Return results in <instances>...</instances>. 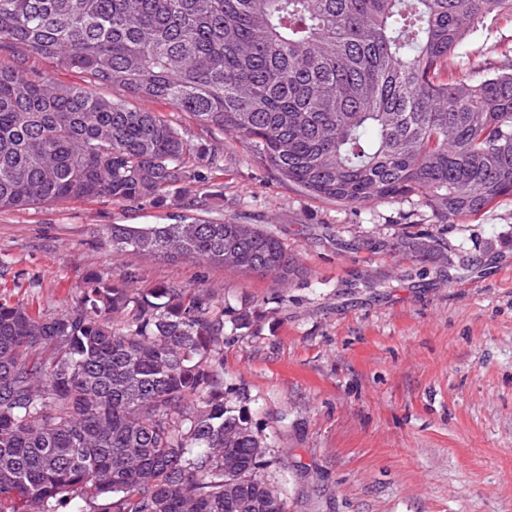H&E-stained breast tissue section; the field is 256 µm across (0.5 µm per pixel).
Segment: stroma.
<instances>
[{"label": "stroma", "instance_id": "stroma-1", "mask_svg": "<svg viewBox=\"0 0 512 512\" xmlns=\"http://www.w3.org/2000/svg\"><path fill=\"white\" fill-rule=\"evenodd\" d=\"M512 66V17L467 37L454 74ZM193 144L212 219L276 232L301 267L287 288L193 259L114 257L105 224H170L195 207L58 202L0 211V294L33 312L69 308L91 275L134 287L208 286L250 323L224 331V384L244 390L271 447L266 476L288 512H512V198L449 225L448 260L418 264L349 249L363 233L433 228L416 200L349 210L276 176L238 137L138 99Z\"/></svg>", "mask_w": 512, "mask_h": 512}]
</instances>
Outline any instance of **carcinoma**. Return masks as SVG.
<instances>
[{
  "mask_svg": "<svg viewBox=\"0 0 512 512\" xmlns=\"http://www.w3.org/2000/svg\"><path fill=\"white\" fill-rule=\"evenodd\" d=\"M491 12L512 16V0H0V48L89 78L0 65V210L158 204L218 168L160 113L91 88L106 84L239 137L313 198L418 197L435 233L358 248L436 259L445 227L512 197V69L445 76ZM102 234L115 257L300 274L255 224L181 216ZM225 325L202 287L89 278L44 315L0 297V512H287L248 397L224 387Z\"/></svg>",
  "mask_w": 512,
  "mask_h": 512,
  "instance_id": "cac0c4a2",
  "label": "carcinoma"
}]
</instances>
